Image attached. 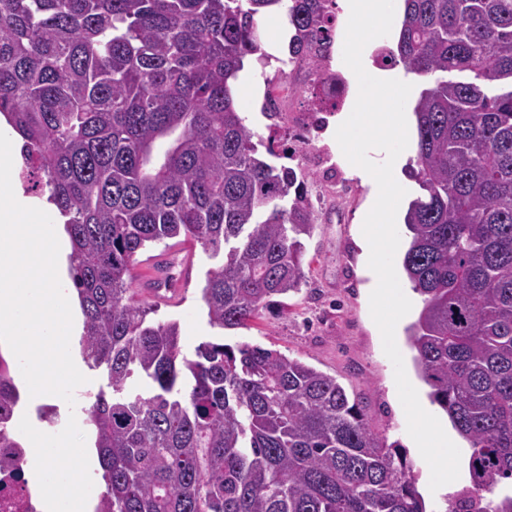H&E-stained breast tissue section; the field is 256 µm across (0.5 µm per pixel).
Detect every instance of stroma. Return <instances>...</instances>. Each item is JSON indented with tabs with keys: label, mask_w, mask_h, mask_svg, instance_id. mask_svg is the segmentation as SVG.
Instances as JSON below:
<instances>
[{
	"label": "stroma",
	"mask_w": 512,
	"mask_h": 512,
	"mask_svg": "<svg viewBox=\"0 0 512 512\" xmlns=\"http://www.w3.org/2000/svg\"><path fill=\"white\" fill-rule=\"evenodd\" d=\"M290 164L306 178L307 188L316 199L317 222L305 239L306 278L298 292L283 297L249 326L217 333L208 323L201 288L207 270L213 267L201 246L184 243L154 245L139 253L133 268L136 301L155 305V319L178 321L180 342L185 355H193L204 341L223 336L225 343L248 342L276 349L335 376L346 390L362 402L369 427L388 442L405 447L416 475V485L430 512H446L451 495L471 484L463 477L430 491V470L418 449L410 445L406 417L398 398L394 367L383 351L379 329L370 315L365 258L359 245L360 218L369 188L349 166L337 164L335 176L309 166L304 153H296ZM176 259L180 294L156 301L144 283L160 258ZM412 309L396 327V342L405 370L417 389L422 406L440 415L431 406L428 387L419 378L414 353L407 344L405 328L422 307L418 295H411Z\"/></svg>",
	"instance_id": "stroma-1"
}]
</instances>
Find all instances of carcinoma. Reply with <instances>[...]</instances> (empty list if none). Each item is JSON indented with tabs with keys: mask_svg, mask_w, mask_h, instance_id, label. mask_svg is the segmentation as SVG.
Instances as JSON below:
<instances>
[{
	"mask_svg": "<svg viewBox=\"0 0 512 512\" xmlns=\"http://www.w3.org/2000/svg\"><path fill=\"white\" fill-rule=\"evenodd\" d=\"M285 1L297 59L327 40L335 0H0V116L65 218L83 357L107 377L86 418L95 512H427L404 449L335 377L245 342L189 359L179 323L133 298L140 251L179 237L216 260L213 328L303 283L314 204L239 97L246 63L268 58L259 21ZM379 63L429 78L402 268L423 301L405 328L416 370L470 448L472 486L446 512H512V0H404ZM19 400L0 354L5 448Z\"/></svg>",
	"mask_w": 512,
	"mask_h": 512,
	"instance_id": "carcinoma-1",
	"label": "carcinoma"
}]
</instances>
